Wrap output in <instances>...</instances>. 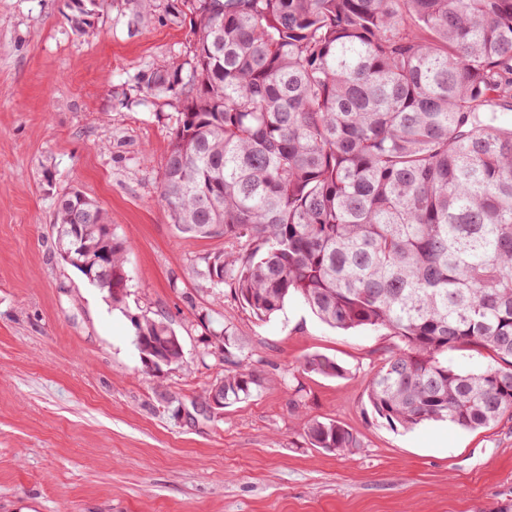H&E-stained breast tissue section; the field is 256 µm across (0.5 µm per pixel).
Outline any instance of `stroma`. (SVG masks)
I'll return each instance as SVG.
<instances>
[{
	"mask_svg": "<svg viewBox=\"0 0 512 512\" xmlns=\"http://www.w3.org/2000/svg\"><path fill=\"white\" fill-rule=\"evenodd\" d=\"M66 13V0H0V512H512L511 418L389 426L366 392L397 345L387 330L334 329L296 297L261 321L200 279L224 240L181 233L158 204L183 102L144 83L191 61L189 0H101L84 33ZM74 188L127 250L122 306L58 255L53 198ZM158 314L184 358L152 373L131 318ZM225 325L263 383L214 414L224 368L199 355ZM311 354L344 375L304 371ZM305 417L361 448L313 447Z\"/></svg>",
	"mask_w": 512,
	"mask_h": 512,
	"instance_id": "stroma-1",
	"label": "stroma"
}]
</instances>
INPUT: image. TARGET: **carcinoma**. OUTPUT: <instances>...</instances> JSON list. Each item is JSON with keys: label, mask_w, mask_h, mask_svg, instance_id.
<instances>
[{"label": "carcinoma", "mask_w": 512, "mask_h": 512, "mask_svg": "<svg viewBox=\"0 0 512 512\" xmlns=\"http://www.w3.org/2000/svg\"><path fill=\"white\" fill-rule=\"evenodd\" d=\"M96 0H69L77 31ZM188 69L161 65L147 90H180L160 205L195 237H224L198 275L259 320L295 296L327 325L383 328L400 345L367 384L371 413L411 428L477 430L512 417V0H195ZM61 259L124 302L127 254L101 207L54 199ZM146 368L166 318H132ZM492 352L461 372L440 356ZM304 370L344 368L323 355ZM224 403L262 386L220 378ZM311 445L352 453L337 421Z\"/></svg>", "instance_id": "carcinoma-1"}]
</instances>
